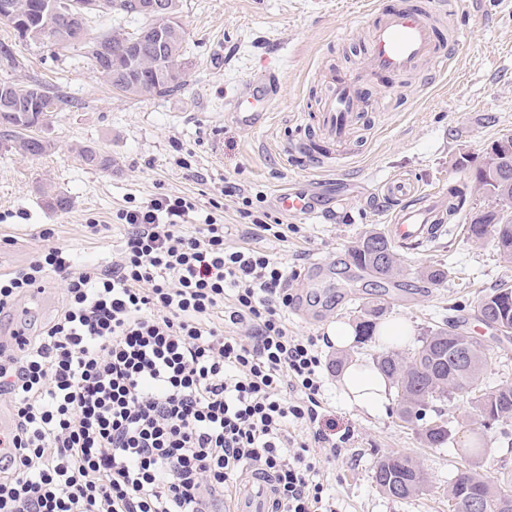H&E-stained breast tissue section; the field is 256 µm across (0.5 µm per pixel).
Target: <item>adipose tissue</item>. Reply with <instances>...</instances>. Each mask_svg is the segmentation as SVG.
Returning <instances> with one entry per match:
<instances>
[{"label": "adipose tissue", "instance_id": "obj_1", "mask_svg": "<svg viewBox=\"0 0 512 512\" xmlns=\"http://www.w3.org/2000/svg\"><path fill=\"white\" fill-rule=\"evenodd\" d=\"M341 392L348 404L370 414L383 410L391 396L387 378L368 359H358L345 366L341 375Z\"/></svg>", "mask_w": 512, "mask_h": 512}]
</instances>
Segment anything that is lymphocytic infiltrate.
I'll use <instances>...</instances> for the list:
<instances>
[{"instance_id":"f902f5d3","label":"lymphocytic infiltrate","mask_w":512,"mask_h":512,"mask_svg":"<svg viewBox=\"0 0 512 512\" xmlns=\"http://www.w3.org/2000/svg\"><path fill=\"white\" fill-rule=\"evenodd\" d=\"M245 240L225 247L224 205L160 193L118 209L111 261L48 246L0 273V316L63 285L36 331L0 343V512H208L244 471L273 480L272 512H337L318 427L320 339L288 328V267L254 246L287 241L263 192L226 183Z\"/></svg>"}]
</instances>
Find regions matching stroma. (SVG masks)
Wrapping results in <instances>:
<instances>
[{"label":"stroma","mask_w":512,"mask_h":512,"mask_svg":"<svg viewBox=\"0 0 512 512\" xmlns=\"http://www.w3.org/2000/svg\"><path fill=\"white\" fill-rule=\"evenodd\" d=\"M399 2L180 0L186 85L174 95L149 98L112 90L76 53L55 55L52 48L16 39L0 23V41L14 42L20 61L10 79L40 83L75 102L43 128L53 144L46 155L25 157L0 148V235L14 239L0 247V272L40 249L38 233L46 224L55 227V244L89 261L111 260L120 237L110 226L112 214L132 198L185 193L204 207L220 198L225 223L235 224L234 201L221 196L225 182L264 191L274 215V195L287 188L314 198L318 213L297 218L299 231L287 241L264 239L263 249L297 272L316 262L336 272L329 292L301 295V314L288 316L296 335H325L339 320L358 323L374 305L383 307L384 319L408 320L414 339L448 321L491 347L485 384H512V337L478 320V299L500 284L512 286V265L499 261L493 242L472 243L464 226L454 225L406 255L402 273L391 281L346 272L359 237L387 226L380 194L387 180L405 177L425 192L468 182L473 159L512 136V0H458L448 23L460 29L464 44L446 72L405 77L389 111L366 113L337 169H308L282 150L290 139L311 132L310 114L324 91L321 73L363 66L373 5L389 9ZM269 68L281 79L272 115L264 127H246L224 105ZM87 145L111 156V169L86 166L77 149ZM186 155L187 169L178 164ZM46 183L68 197L67 207L41 193ZM92 216L107 224L106 232H88ZM435 264L450 267L451 280L434 285L422 276L423 268ZM324 373L323 413L347 437L341 456L323 462L338 512H448L443 490L464 463L460 447L473 436L482 440V469L512 471V419L481 426L468 399L455 396L438 405L443 420L458 429L454 442L428 448L415 427L398 418L395 404L365 414L342 397L339 374L329 367ZM388 454L421 462L429 479L422 495L401 502L380 492L374 467Z\"/></svg>","instance_id":"1"}]
</instances>
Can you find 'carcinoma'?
<instances>
[{
	"mask_svg": "<svg viewBox=\"0 0 512 512\" xmlns=\"http://www.w3.org/2000/svg\"><path fill=\"white\" fill-rule=\"evenodd\" d=\"M21 14L12 16L0 12V22L8 24L21 39L68 52L82 51L93 72L112 88L134 97L167 96L180 91L186 83V30L178 16V0H166L168 14L155 17L140 8V0H16ZM102 9L144 20L133 32L116 29L93 36L88 30L87 16ZM80 16L82 35L75 39L62 27L61 20L68 14ZM166 33V41L159 54H133L128 44L140 37H149L154 29ZM20 67L13 45L0 41V71H15ZM9 101L21 106L19 112L0 114V141L22 155L40 157L51 148L50 140L34 133L47 124L54 112L73 107V102L62 93L50 91L37 83L0 81V104ZM82 158L91 168L108 170L112 158L92 147L82 149ZM474 181L484 183V194L499 201L501 207L475 212L469 217L468 239L482 244L487 239L495 243L499 258L512 263V189L508 194L489 188L491 182L484 174L483 161L473 171ZM468 185L448 189L450 206L448 219L461 214L467 201ZM351 258L358 268L371 276L386 280L399 273L402 255L396 244L384 232L369 231L354 246ZM477 311L493 323L503 327L504 335L512 334V287L506 284L492 289L479 301ZM383 309L365 311L357 324L359 335H373L376 320ZM464 348L470 353L466 369L461 370L450 358L454 349ZM491 359V349L470 336L457 331L456 325L445 322L422 337L410 353L388 352L378 357L377 366L390 380L397 392L398 417L419 431L422 442L430 448H441L454 441L455 428L449 422L432 425L427 411L437 402H445L456 393L469 396L473 408L482 417L495 421L512 418V385L494 387L483 385V372ZM373 480L377 488L394 500H406L422 494L428 484L427 473L412 458L392 454L381 459L374 468ZM477 494L480 508L477 512H512V473L501 476L469 468L456 473L443 496L448 498L451 512H470L468 501Z\"/></svg>",
	"mask_w": 512,
	"mask_h": 512,
	"instance_id": "1",
	"label": "carcinoma"
}]
</instances>
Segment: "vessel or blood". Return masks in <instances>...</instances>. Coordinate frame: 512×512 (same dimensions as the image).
<instances>
[{"label":"vessel or blood","mask_w":512,"mask_h":512,"mask_svg":"<svg viewBox=\"0 0 512 512\" xmlns=\"http://www.w3.org/2000/svg\"><path fill=\"white\" fill-rule=\"evenodd\" d=\"M454 7V0H434L428 8L415 4L414 0H405L396 9L380 10L370 28L365 66L333 70L326 76V92L314 115L316 133L323 140V147L311 149L295 140L286 147L291 157L310 168H329L336 158L332 144L349 140L357 115L369 110L370 88L417 74L424 67L431 75L442 74L449 55L462 42L461 34L448 37L442 34V27ZM278 83L276 73L262 75L229 100V111L247 126H264L272 111ZM381 192L396 202L388 232L397 245L413 249L439 235L445 213L439 193L418 196L414 183L404 178L388 181ZM277 206L288 215L309 216L313 213L306 196L288 190L278 193ZM225 510L270 512L269 481L248 477Z\"/></svg>","instance_id":"obj_1"}]
</instances>
